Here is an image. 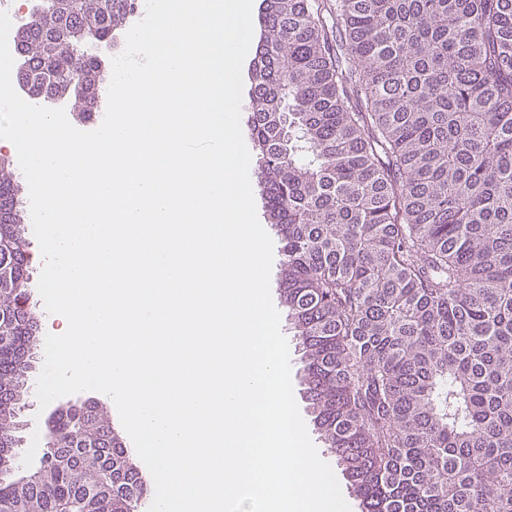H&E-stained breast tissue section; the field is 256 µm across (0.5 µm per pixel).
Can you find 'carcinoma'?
<instances>
[{
  "mask_svg": "<svg viewBox=\"0 0 512 512\" xmlns=\"http://www.w3.org/2000/svg\"><path fill=\"white\" fill-rule=\"evenodd\" d=\"M133 0H40L21 51L65 89ZM247 127L284 242L279 298L315 430L361 512H512V0H263ZM19 187L0 164V239ZM0 288V512H144L98 402L14 460L38 321L30 257Z\"/></svg>",
  "mask_w": 512,
  "mask_h": 512,
  "instance_id": "cac0c4a2",
  "label": "carcinoma"
}]
</instances>
